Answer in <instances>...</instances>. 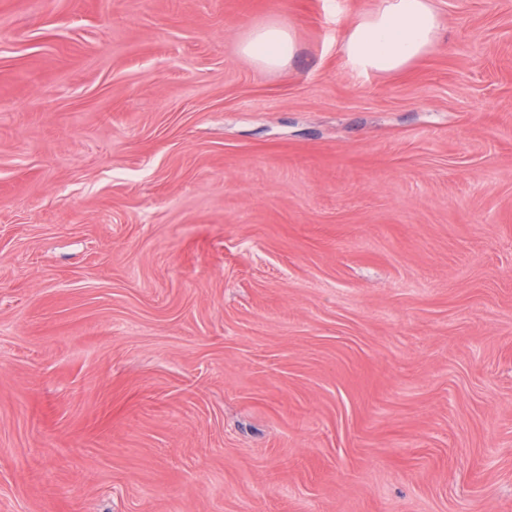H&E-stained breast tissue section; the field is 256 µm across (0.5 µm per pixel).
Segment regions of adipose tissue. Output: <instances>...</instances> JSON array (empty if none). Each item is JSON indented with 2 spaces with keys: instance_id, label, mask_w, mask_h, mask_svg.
Here are the masks:
<instances>
[{
  "instance_id": "obj_1",
  "label": "adipose tissue",
  "mask_w": 512,
  "mask_h": 512,
  "mask_svg": "<svg viewBox=\"0 0 512 512\" xmlns=\"http://www.w3.org/2000/svg\"><path fill=\"white\" fill-rule=\"evenodd\" d=\"M441 38V23L431 0H381L349 31L342 52L364 72L397 73L434 49ZM289 30L271 23L250 32L239 44L242 55L258 65L277 69L294 55Z\"/></svg>"
}]
</instances>
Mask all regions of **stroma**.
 I'll return each instance as SVG.
<instances>
[{
    "label": "stroma",
    "mask_w": 512,
    "mask_h": 512,
    "mask_svg": "<svg viewBox=\"0 0 512 512\" xmlns=\"http://www.w3.org/2000/svg\"><path fill=\"white\" fill-rule=\"evenodd\" d=\"M433 2L0 0V512H512V0ZM441 29L431 0H381L350 29L342 52L361 71L397 73L434 49ZM294 50L290 31L277 23L256 28L239 44L242 55L268 69L285 66L293 57Z\"/></svg>",
    "instance_id": "stroma-1"
}]
</instances>
